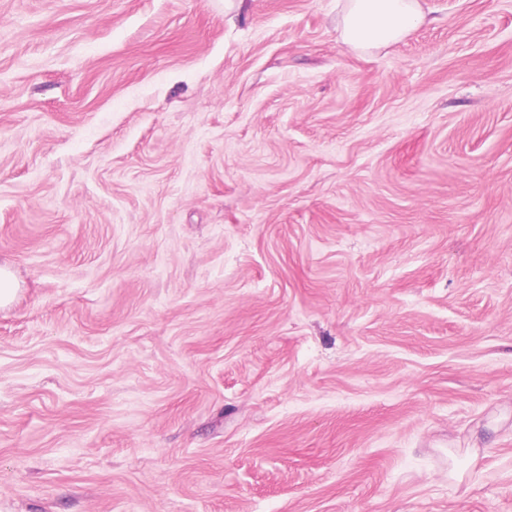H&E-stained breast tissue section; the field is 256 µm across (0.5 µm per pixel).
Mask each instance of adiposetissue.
I'll use <instances>...</instances> for the list:
<instances>
[{
    "label": "adipose tissue",
    "instance_id": "1",
    "mask_svg": "<svg viewBox=\"0 0 512 512\" xmlns=\"http://www.w3.org/2000/svg\"><path fill=\"white\" fill-rule=\"evenodd\" d=\"M423 20L419 0H344L336 35L350 50L370 52L403 40Z\"/></svg>",
    "mask_w": 512,
    "mask_h": 512
}]
</instances>
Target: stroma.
Here are the masks:
<instances>
[{"label": "stroma", "instance_id": "35a3bbf8", "mask_svg": "<svg viewBox=\"0 0 512 512\" xmlns=\"http://www.w3.org/2000/svg\"><path fill=\"white\" fill-rule=\"evenodd\" d=\"M0 0V512H512V0ZM424 18L418 0H344L336 35L350 50L370 52L403 40Z\"/></svg>", "mask_w": 512, "mask_h": 512}]
</instances>
